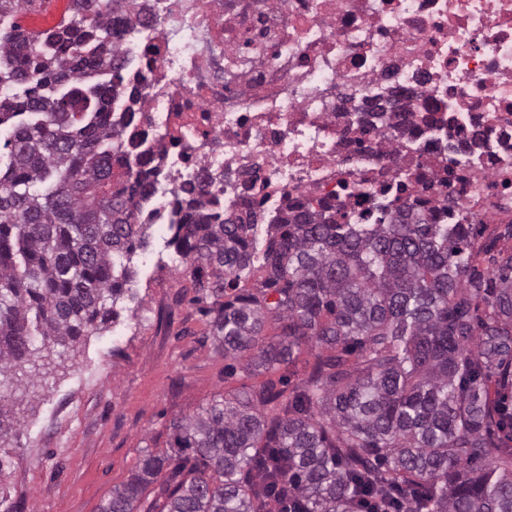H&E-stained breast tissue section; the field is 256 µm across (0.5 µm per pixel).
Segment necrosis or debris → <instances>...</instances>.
I'll list each match as a JSON object with an SVG mask.
<instances>
[{
	"label": "necrosis or debris",
	"mask_w": 512,
	"mask_h": 512,
	"mask_svg": "<svg viewBox=\"0 0 512 512\" xmlns=\"http://www.w3.org/2000/svg\"><path fill=\"white\" fill-rule=\"evenodd\" d=\"M112 117L158 175L141 224L212 179L225 214L512 223V0H146ZM400 99L398 110L378 105Z\"/></svg>",
	"instance_id": "necrosis-or-debris-1"
}]
</instances>
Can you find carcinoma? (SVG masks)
I'll list each match as a JSON object with an SVG mask.
<instances>
[{"label":"carcinoma","instance_id":"obj_1","mask_svg":"<svg viewBox=\"0 0 512 512\" xmlns=\"http://www.w3.org/2000/svg\"><path fill=\"white\" fill-rule=\"evenodd\" d=\"M123 0H72L34 37L0 23V432L40 370L114 320L151 225L134 222L155 170L132 165L112 104L138 99L119 55ZM110 74L91 88L85 77ZM124 185L108 186L114 167ZM210 190H182L168 246L191 270L217 349L282 375L172 421L169 447L101 512H265L288 485L293 512H512V253L477 246L471 224H432L413 205L377 224L305 209L274 219L262 253L267 304L239 288L256 255L252 210L228 216ZM487 267H481L480 256ZM275 324L277 340L265 341Z\"/></svg>","mask_w":512,"mask_h":512}]
</instances>
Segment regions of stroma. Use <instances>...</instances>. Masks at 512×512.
I'll return each instance as SVG.
<instances>
[{"label": "stroma", "instance_id": "stroma-1", "mask_svg": "<svg viewBox=\"0 0 512 512\" xmlns=\"http://www.w3.org/2000/svg\"><path fill=\"white\" fill-rule=\"evenodd\" d=\"M132 265L112 326L29 395L0 437V512H101L145 451L165 449L173 419L264 382L217 350L160 226Z\"/></svg>", "mask_w": 512, "mask_h": 512}]
</instances>
